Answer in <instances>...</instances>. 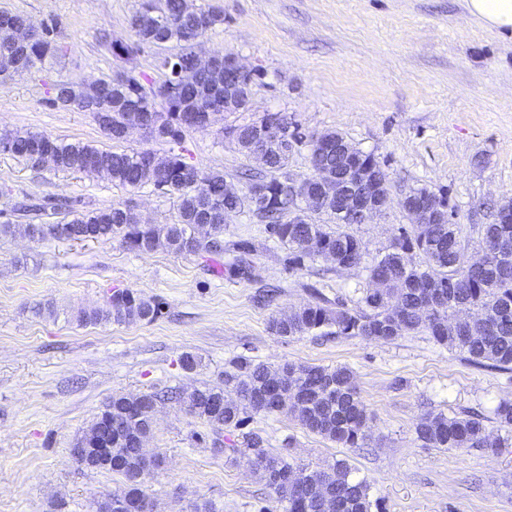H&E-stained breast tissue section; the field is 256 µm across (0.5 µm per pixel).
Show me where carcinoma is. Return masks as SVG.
<instances>
[{"label": "carcinoma", "mask_w": 512, "mask_h": 512, "mask_svg": "<svg viewBox=\"0 0 512 512\" xmlns=\"http://www.w3.org/2000/svg\"><path fill=\"white\" fill-rule=\"evenodd\" d=\"M224 25L220 6L198 8L190 0H139L131 18L128 40L101 34L116 56H130L142 47L161 50L175 44L171 56L185 68L195 64L196 48L216 28ZM62 53L57 25L45 23L20 44L0 43V74H24ZM224 62L208 70L195 71L192 83L173 96L147 88L145 73L116 71L102 79L93 91L80 84L63 83L66 97L50 99L64 109L89 112L103 134L112 141L124 139L122 129L131 114L151 112L170 126L165 143L181 146L190 127L182 113L201 115L224 111ZM256 73L233 76L234 110L245 112ZM261 120L275 123L269 156L264 169L242 172L247 192L240 197L224 195V174L199 168L184 155L170 150L159 155L150 149L115 152L83 143H63L46 133L0 134V154L38 168V157H50L49 166L66 173L100 169L112 183L129 188L151 186L176 199L178 220L174 224H143L128 206L91 208L78 197L40 196L25 193L12 201L13 189L0 187L7 207L0 209V236L17 233L33 240L107 241L118 237L131 251L158 249L176 254H218L224 251V209H247L267 224L269 236L288 245V265L301 268L319 256L333 254L339 262L357 266L366 257L365 246L346 227L357 220L336 214V201L305 208L293 218L295 203L284 193L292 173L288 161L301 137L290 130L288 115L267 112ZM253 123L232 128L239 150L249 154ZM337 131H327L310 141V162L331 175L343 173L336 157ZM207 186L199 193L197 182ZM326 217L330 231L316 220ZM210 226L208 241L196 231ZM460 225L448 223V212L414 224L395 238L383 255L367 267L369 278L383 280L384 287L369 288L350 307L336 302L326 305L318 296L312 304L272 317L271 332L280 337H300L328 329L338 336L393 341L414 332H424L435 342L449 346L476 366L512 370V224L493 220L482 226L487 246L483 264L466 267L459 240ZM474 310L486 317L476 336L450 322L466 319ZM162 312V303L131 291H115L104 306L81 310L75 320L82 325L152 322ZM175 402L204 420L217 434L213 446L223 447L218 435L239 429L255 415L291 413L310 432L342 448H358L369 431L367 409L357 391L354 372L347 366L323 367L286 362L277 367L240 358L224 372L218 385H202L188 394L179 389L166 392L115 394L108 398L93 424L76 437L72 448L75 462L86 469L120 475L124 492L96 503V512H131L144 507L147 482L158 458L146 460L136 447L152 433L155 405ZM112 420V466L90 461L83 455L86 445L99 437L107 420ZM499 429L507 437L491 440L485 418L478 414L447 416L427 413L416 427L417 438L427 448L448 452L470 448H506L512 444V402L503 401L495 410ZM246 463L281 505L283 512H375L378 500L370 483L356 477L350 464L341 459L312 469L282 454L271 452L267 439L256 431L242 434Z\"/></svg>", "instance_id": "obj_1"}]
</instances>
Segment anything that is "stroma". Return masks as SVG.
I'll return each instance as SVG.
<instances>
[{
  "instance_id": "stroma-1",
  "label": "stroma",
  "mask_w": 512,
  "mask_h": 512,
  "mask_svg": "<svg viewBox=\"0 0 512 512\" xmlns=\"http://www.w3.org/2000/svg\"><path fill=\"white\" fill-rule=\"evenodd\" d=\"M193 2L224 9V26L205 38V50L237 55L258 77L249 111L218 115L211 126L187 133L188 162L223 172L244 189L238 174L257 162L239 151L226 128L284 112L307 138L289 162L292 174H310L308 140L327 130L374 154L386 171L390 205L352 228L368 255L384 252L410 226L399 201L422 186L447 198L464 258L479 252L482 226L512 202V33L469 17L466 0ZM136 4L0 0V9L55 21L64 47L51 64L0 79V132L166 153L167 144L137 132L109 140L89 113L48 103L58 81L80 83L129 68L158 78L156 48L122 58L99 40L103 29L127 38ZM0 183L79 197L93 208L128 206L149 224L177 216L174 200L152 187L33 169L7 155H0ZM369 285L362 265L340 269L319 258L290 268L287 246L246 211L228 218L223 253L207 257L134 252L117 238H0V512H93L94 500L124 489L120 475L81 468L71 455L103 403L117 393L219 384L240 357L348 366L367 407L370 438L358 448L309 432L289 413L255 417L249 427L272 452L313 466L348 459L384 512H512V447L448 453L423 447L416 434L428 412H480L497 432L491 416L501 401H512V371L474 366L421 333L393 341L320 331L283 339L268 328L272 316L310 303L313 293L351 305ZM125 289L162 299V316L88 327L70 321L72 311L102 306ZM46 300L57 317L34 313ZM187 353L199 361L195 370L181 366ZM213 437L180 405H158L145 442L162 457L150 479L154 512H191L204 501L216 512H280L242 460L213 447Z\"/></svg>"
}]
</instances>
